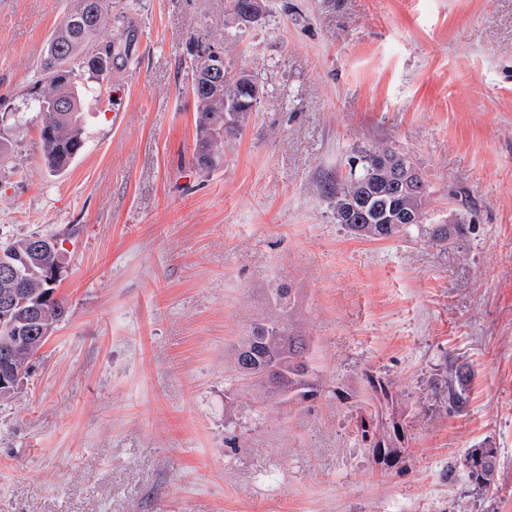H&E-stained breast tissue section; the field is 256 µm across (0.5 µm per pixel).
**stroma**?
Returning <instances> with one entry per match:
<instances>
[{"label":"stroma","mask_w":512,"mask_h":512,"mask_svg":"<svg viewBox=\"0 0 512 512\" xmlns=\"http://www.w3.org/2000/svg\"><path fill=\"white\" fill-rule=\"evenodd\" d=\"M72 0H0V244L64 239L69 315L0 402V512H512V0H112L126 53L82 74L86 151L43 159L25 109ZM262 94L198 165L190 41ZM381 146L428 183L440 247L356 238L327 189ZM293 318L326 379L262 400L232 348ZM389 387L376 397L366 377ZM466 400L455 408L452 394ZM398 457L361 437L371 410ZM496 451L491 486L450 465Z\"/></svg>","instance_id":"35a3bbf8"}]
</instances>
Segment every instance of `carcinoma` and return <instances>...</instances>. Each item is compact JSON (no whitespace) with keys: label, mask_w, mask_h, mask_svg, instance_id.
Masks as SVG:
<instances>
[{"label":"carcinoma","mask_w":512,"mask_h":512,"mask_svg":"<svg viewBox=\"0 0 512 512\" xmlns=\"http://www.w3.org/2000/svg\"><path fill=\"white\" fill-rule=\"evenodd\" d=\"M67 26H59L49 37L44 55L34 75L33 87L39 94L26 107L40 114V139L43 157L47 167L56 173L66 171L87 144V135L82 125L83 89L76 81L77 72L86 67L89 56L95 52L112 55V41L99 40L100 35L112 26V6L109 0H74V6L67 13ZM258 85L256 78L249 75L231 83L227 92L235 93L243 101L253 100L251 88ZM201 123L224 127V103L211 96L197 98ZM388 153L392 157L408 162L388 148L367 151L359 161L357 170H350L347 180L336 188V197L353 195L361 201L354 215V223L345 228L354 236L383 241L408 239L413 231H423L437 243L448 242L465 234V225L453 224H384L379 221L384 205L410 203L424 210L427 185L419 179L414 196L406 200L398 196L392 183L373 180V169L379 154ZM11 255L15 263L24 271L25 288L28 293L41 299V309L35 313L26 310L18 314L21 322L22 338L14 335V330L0 324V401L10 399L28 373L30 361L43 346L54 328L68 317L69 307L64 298L56 294L55 283L61 275V257L57 238L38 233L0 247ZM285 318L259 322L252 326L249 335L243 337L235 347V364L239 377L249 380L267 391L264 383L263 363H247L240 349L263 338L269 344L267 361L275 362L274 371L279 384L288 388V403H301L314 398L323 390V378L314 367L305 371L299 368L297 360L303 356L310 358L311 348L306 337L293 327L290 311H284ZM363 436L375 439L374 447L381 449L389 458L397 453V446L391 435L379 433L375 425H362Z\"/></svg>","instance_id":"obj_1"}]
</instances>
